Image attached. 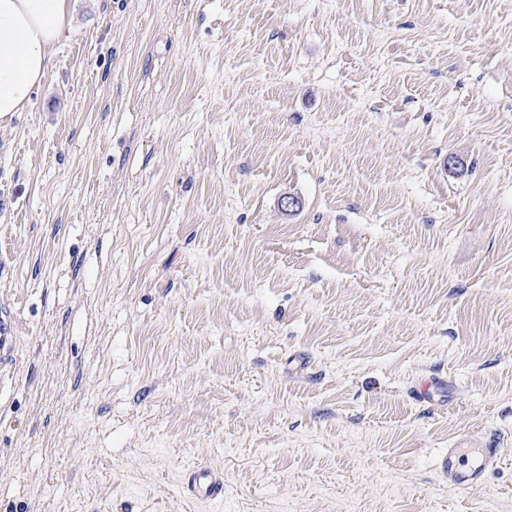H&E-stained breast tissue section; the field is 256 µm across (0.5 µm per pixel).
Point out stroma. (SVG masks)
I'll return each instance as SVG.
<instances>
[{
	"mask_svg": "<svg viewBox=\"0 0 512 512\" xmlns=\"http://www.w3.org/2000/svg\"><path fill=\"white\" fill-rule=\"evenodd\" d=\"M1 312L0 512H512V0H71ZM475 448H448L437 458L436 470L441 482L458 489H470L484 484L487 473L500 460V448L472 443ZM184 484L193 497L220 501L224 497V478L205 466H194L184 475Z\"/></svg>",
	"mask_w": 512,
	"mask_h": 512,
	"instance_id": "1",
	"label": "stroma"
}]
</instances>
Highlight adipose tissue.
Wrapping results in <instances>:
<instances>
[{
    "instance_id": "ef3b65f1",
    "label": "adipose tissue",
    "mask_w": 512,
    "mask_h": 512,
    "mask_svg": "<svg viewBox=\"0 0 512 512\" xmlns=\"http://www.w3.org/2000/svg\"><path fill=\"white\" fill-rule=\"evenodd\" d=\"M69 12L70 0H0V120L44 81Z\"/></svg>"
}]
</instances>
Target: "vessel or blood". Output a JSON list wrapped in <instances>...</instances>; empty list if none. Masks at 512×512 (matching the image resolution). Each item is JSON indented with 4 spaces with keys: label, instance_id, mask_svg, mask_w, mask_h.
I'll return each instance as SVG.
<instances>
[{
    "label": "vessel or blood",
    "instance_id": "vessel-or-blood-1",
    "mask_svg": "<svg viewBox=\"0 0 512 512\" xmlns=\"http://www.w3.org/2000/svg\"><path fill=\"white\" fill-rule=\"evenodd\" d=\"M500 460V451L491 446L451 448L440 453L436 470L441 482L459 489H470L484 484L488 472ZM184 484L191 496L207 501L224 497L223 477L205 466H194L184 475Z\"/></svg>",
    "mask_w": 512,
    "mask_h": 512
}]
</instances>
